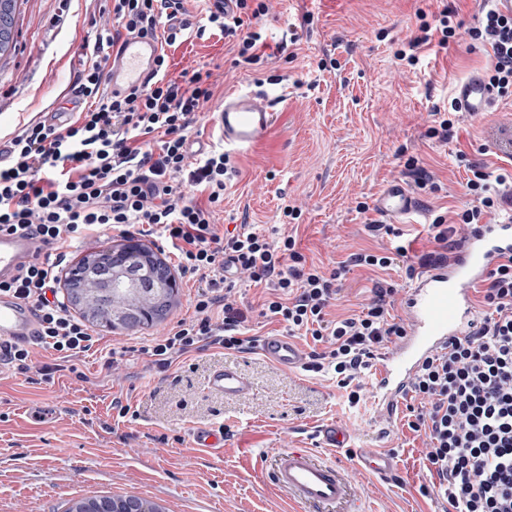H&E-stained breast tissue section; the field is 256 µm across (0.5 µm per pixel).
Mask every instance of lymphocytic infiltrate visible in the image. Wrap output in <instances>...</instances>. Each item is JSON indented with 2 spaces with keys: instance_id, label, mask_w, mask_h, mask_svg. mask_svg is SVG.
<instances>
[{
  "instance_id": "obj_1",
  "label": "lymphocytic infiltrate",
  "mask_w": 512,
  "mask_h": 512,
  "mask_svg": "<svg viewBox=\"0 0 512 512\" xmlns=\"http://www.w3.org/2000/svg\"><path fill=\"white\" fill-rule=\"evenodd\" d=\"M185 3L112 0L115 37L161 41L149 83L121 98L106 94L108 57L95 55L76 78L87 109L63 128L27 124L9 142L8 159L0 165V231L24 230L55 249L54 258L30 265L11 286L40 312L33 345L69 360L100 342L60 298V274L74 241L107 229L123 237L158 235L176 251L180 272L202 282L194 317L141 348L160 371L208 347H254L255 337L243 333L247 317L232 299L234 284L224 277L229 261L237 273L270 288L263 315L284 323L288 333L301 331L322 344V351L308 354L305 371L334 372L349 404L358 405L362 395L352 382L379 349L404 334L389 313L393 291L375 289L360 313L328 319L341 269L307 263L288 234L271 242L247 224L220 231L214 213L233 168L223 152L195 159L187 146V134L216 85L211 71L200 68L169 74V48L206 31L193 29ZM207 13L209 28L233 40L234 66L258 71L267 64L269 45L260 22L269 13L268 0H235L229 12L224 0H211ZM418 21L419 36L395 52L400 64L416 65L422 46L445 47L459 36L455 10L434 17L422 11ZM468 35L490 47L484 76L498 97L512 99V17L484 5ZM456 161L468 173L472 201L453 216L435 218L431 230L438 250L456 247L457 225L483 223L512 203V172L488 171L462 151ZM33 345H0V365L51 377L53 366L35 367ZM410 390L423 409L409 427L425 437L432 489L450 512H512V253L490 274L473 334L428 356Z\"/></svg>"
}]
</instances>
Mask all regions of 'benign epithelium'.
I'll use <instances>...</instances> for the list:
<instances>
[{
  "mask_svg": "<svg viewBox=\"0 0 512 512\" xmlns=\"http://www.w3.org/2000/svg\"><path fill=\"white\" fill-rule=\"evenodd\" d=\"M91 265L76 276L65 278L73 303L101 301L107 308L98 313L111 331L125 329L146 315L164 318L171 303L176 279L152 251L137 245L118 246L87 257Z\"/></svg>",
  "mask_w": 512,
  "mask_h": 512,
  "instance_id": "7a95c632",
  "label": "benign epithelium"
}]
</instances>
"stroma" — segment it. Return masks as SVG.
<instances>
[{"label": "stroma", "instance_id": "obj_1", "mask_svg": "<svg viewBox=\"0 0 512 512\" xmlns=\"http://www.w3.org/2000/svg\"><path fill=\"white\" fill-rule=\"evenodd\" d=\"M110 6V0H20L17 51L0 58L1 142L73 97L85 55L112 25ZM447 7L465 31L477 26L481 0H271L262 27L268 42L286 51L258 73L234 67L231 45L219 34L189 38L172 50V75L203 64L212 70L218 89L208 111L245 88L280 96L269 139L232 159L235 173L216 224L247 222L273 239L295 233L306 260L329 269L361 250L402 244L416 255L431 251L427 225L399 224L395 235L375 236L367 229L378 221L375 211L358 212L356 203L406 179L411 157L437 185L416 192L431 217L466 201L457 150L493 170L512 168L510 99L463 116L448 141L430 134L435 107L448 105L459 81L489 65V47L465 34L449 47L420 50L411 68L394 57L417 35L419 12ZM322 58L338 60L339 69L318 70ZM289 205L301 207L302 216L285 225L280 215ZM421 270L405 262L377 272L350 268L338 281L332 311L361 310L380 284L395 288L390 314L403 320L404 297ZM178 281L164 320L123 333L100 329L98 349L75 358V371L45 382L0 369V512H64L67 502L95 495H136L161 512H301L266 472L277 450L315 447L317 427L328 422L346 430L349 445L320 455L342 469L361 512H441L440 499L424 492L431 477L423 439L408 427L420 406L413 394L385 415L366 375L364 399L353 407L331 377L281 369L255 349L209 348L158 372L138 349L192 316L197 281L186 275ZM264 293L247 280L236 286L246 335L283 331L262 316ZM115 344L130 354L111 374L103 363ZM223 365L250 379L251 395L226 399L205 389L209 372ZM116 397L128 400L136 417H118ZM219 423L226 429L223 456L196 454L190 429ZM366 451L392 454L394 474L366 470L359 459Z\"/></svg>", "mask_w": 512, "mask_h": 512}]
</instances>
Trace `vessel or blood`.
Listing matches in <instances>:
<instances>
[{
	"mask_svg": "<svg viewBox=\"0 0 512 512\" xmlns=\"http://www.w3.org/2000/svg\"><path fill=\"white\" fill-rule=\"evenodd\" d=\"M158 41L139 36L122 37L112 46L106 67V89L123 96L143 88L155 70L160 53ZM495 93L481 77L457 84L455 100L464 112L478 115L490 111ZM212 127L225 154L253 149L276 124L274 102L266 93L241 90L226 95L211 115ZM377 213L392 224H411L424 211L411 189L396 180L377 196ZM45 245L18 231L0 232V283L12 284L20 272L45 254ZM512 253V220L493 221L472 228L468 237L447 258L427 267L416 278L406 297L408 323L404 339L383 353L376 364L372 386L388 411H396L399 400L426 357L447 349L450 342L467 336L473 327V294L487 278L497 258ZM38 331L35 307L13 293H0V343L31 341ZM260 352L273 364L293 369L307 361L305 350L291 337H262ZM207 390L227 399L247 396L250 381L235 367L211 371ZM349 437L339 426L328 424L317 434L322 448L346 447ZM190 444L203 455L224 452L223 425L198 426L190 433ZM366 469L387 476L396 468L392 456L376 451L362 453ZM271 483L296 505L335 506L345 501L348 486L336 466L321 461L306 448H284L275 455L269 473Z\"/></svg>",
	"mask_w": 512,
	"mask_h": 512,
	"instance_id": "vessel-or-blood-1",
	"label": "vessel or blood"
}]
</instances>
